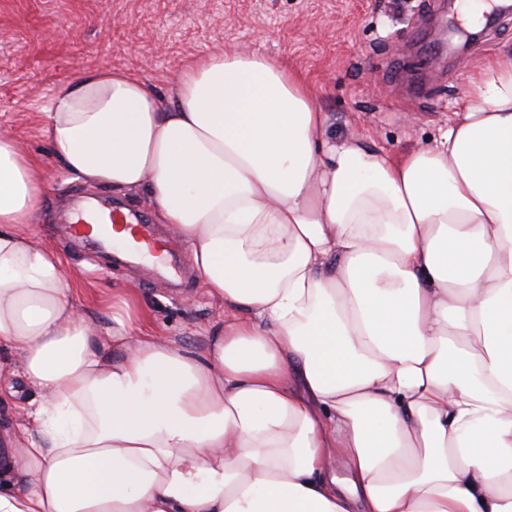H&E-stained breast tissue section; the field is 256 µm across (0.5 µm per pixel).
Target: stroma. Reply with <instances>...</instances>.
<instances>
[{"mask_svg":"<svg viewBox=\"0 0 512 512\" xmlns=\"http://www.w3.org/2000/svg\"><path fill=\"white\" fill-rule=\"evenodd\" d=\"M444 7L443 0H0V132L45 163L46 189L22 232L64 255L78 302L104 325L112 323L105 300L132 296L154 336L204 351L224 305L194 272L172 288L64 235L61 214L73 199L113 191L85 184L52 158L44 113L58 82L114 67L171 96L188 60L246 46L304 75L331 135L399 155L433 144L447 127L468 75L460 57L512 61V16L465 53L436 46Z\"/></svg>","mask_w":512,"mask_h":512,"instance_id":"stroma-1","label":"stroma"}]
</instances>
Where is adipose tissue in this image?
Returning <instances> with one entry per match:
<instances>
[{
  "mask_svg": "<svg viewBox=\"0 0 512 512\" xmlns=\"http://www.w3.org/2000/svg\"><path fill=\"white\" fill-rule=\"evenodd\" d=\"M50 152L145 189L224 304L204 354L74 300L21 232L41 161L0 133V353L39 398L0 512H512V64L475 66L434 145L327 135L305 79L246 48L174 97L61 80Z\"/></svg>",
  "mask_w": 512,
  "mask_h": 512,
  "instance_id": "1",
  "label": "adipose tissue"
}]
</instances>
